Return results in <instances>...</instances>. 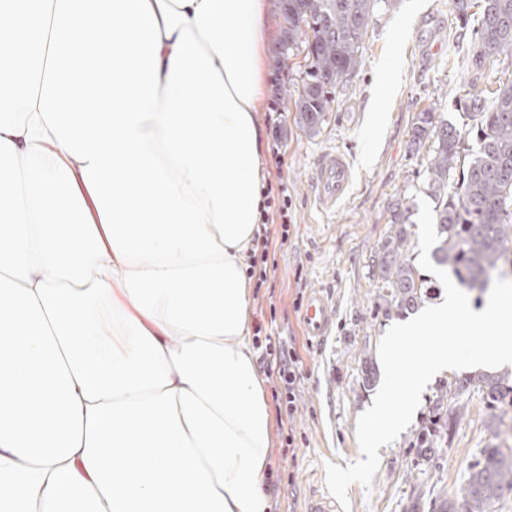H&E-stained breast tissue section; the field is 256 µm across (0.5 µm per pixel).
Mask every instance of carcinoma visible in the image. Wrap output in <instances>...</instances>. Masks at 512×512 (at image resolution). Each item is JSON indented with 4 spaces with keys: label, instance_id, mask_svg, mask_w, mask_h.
Segmentation results:
<instances>
[{
    "label": "carcinoma",
    "instance_id": "obj_1",
    "mask_svg": "<svg viewBox=\"0 0 512 512\" xmlns=\"http://www.w3.org/2000/svg\"><path fill=\"white\" fill-rule=\"evenodd\" d=\"M391 0H281L286 40L307 49L310 65L302 92L295 100L299 121L314 135L331 110L330 88L361 65V42L380 3ZM475 29L478 44L490 54L512 53V0H482ZM469 132L476 133L480 148L470 161L461 157L462 130L446 120L437 122L423 112L412 132V144L431 140L426 168V190L435 201L438 245L433 259L452 270L458 282L482 289L493 274L512 265L507 244L512 240V83L494 91L491 104L481 93L466 95ZM406 211L393 210L391 224L372 256V275L380 284L378 307L385 316L408 313L431 292L428 280L411 261L412 225ZM470 390L482 394L495 410L512 403V375L474 373L439 390L432 406L433 419L418 438L417 448L432 447V439L459 423V414L443 409L445 399ZM512 492V450L485 448L470 465L468 475L451 500L442 499L439 512H495L493 506Z\"/></svg>",
    "mask_w": 512,
    "mask_h": 512
}]
</instances>
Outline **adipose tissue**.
<instances>
[{
  "label": "adipose tissue",
  "mask_w": 512,
  "mask_h": 512,
  "mask_svg": "<svg viewBox=\"0 0 512 512\" xmlns=\"http://www.w3.org/2000/svg\"><path fill=\"white\" fill-rule=\"evenodd\" d=\"M274 28L271 0H0V512H268Z\"/></svg>",
  "instance_id": "1"
}]
</instances>
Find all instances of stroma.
<instances>
[{
  "instance_id": "stroma-1",
  "label": "stroma",
  "mask_w": 512,
  "mask_h": 512,
  "mask_svg": "<svg viewBox=\"0 0 512 512\" xmlns=\"http://www.w3.org/2000/svg\"><path fill=\"white\" fill-rule=\"evenodd\" d=\"M476 18L460 20L452 0H393L380 4L362 41V63L332 91L334 102L311 136L297 119L284 89L298 90L307 61L290 57L272 69L257 119L267 138L277 139L279 157H266L269 175L288 172L291 236L276 250V269L252 297L250 317L274 311L283 337L293 339L301 359L302 387L293 421L271 415L267 474L273 490L269 512H303L307 500L326 493L325 465L347 467L361 457L356 420L377 392L364 387L363 350H377L392 326L377 306L379 284L369 267L384 238L394 206L417 218L425 193L427 148L411 144L419 113L454 125L465 123L470 87L497 89L512 81V55L477 63ZM277 122H270V113ZM345 152L354 169L352 189L335 211L317 204L313 168L326 150ZM336 304L329 336H307L296 309L315 290ZM460 372L445 370L424 389L409 427L380 447L371 486L351 484L348 512H437L431 490L455 491L479 449L512 448V406L486 409L477 393L459 405L462 421L419 456L415 447L426 426L439 383Z\"/></svg>"
}]
</instances>
